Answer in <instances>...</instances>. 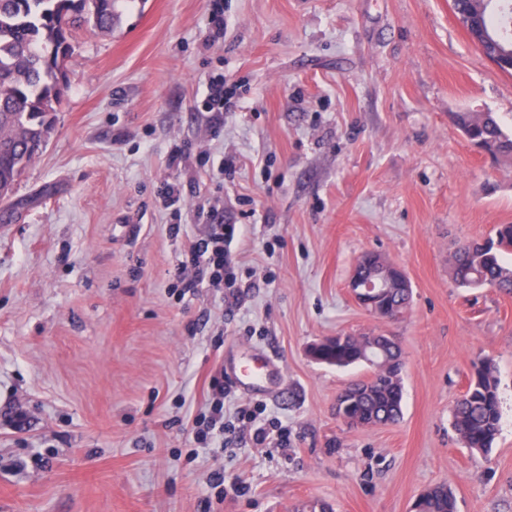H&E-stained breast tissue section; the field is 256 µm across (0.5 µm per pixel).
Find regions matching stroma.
<instances>
[{"mask_svg":"<svg viewBox=\"0 0 512 512\" xmlns=\"http://www.w3.org/2000/svg\"><path fill=\"white\" fill-rule=\"evenodd\" d=\"M118 0L111 33L82 27L46 148L22 172L0 228V512H411L445 484L458 512H512V294L455 287L456 247L512 224V165L472 146L457 112L512 129V75L468 39L451 0ZM236 108L220 134L206 81ZM185 147L180 166L173 146ZM234 158L223 190L200 156ZM181 191L188 233L218 195L248 228L231 303L172 296L182 238L162 191ZM366 251L402 268L413 300L379 320L348 288ZM395 336L404 412L387 427L336 415L346 383L310 345ZM260 354L279 378L227 385L288 444L210 448L191 428L213 375ZM496 368L500 432L464 448L450 412L480 360ZM223 484H216V477Z\"/></svg>","mask_w":512,"mask_h":512,"instance_id":"1","label":"stroma"}]
</instances>
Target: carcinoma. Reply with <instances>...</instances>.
<instances>
[{"label":"carcinoma","mask_w":512,"mask_h":512,"mask_svg":"<svg viewBox=\"0 0 512 512\" xmlns=\"http://www.w3.org/2000/svg\"><path fill=\"white\" fill-rule=\"evenodd\" d=\"M116 0H0V186L11 191L25 167L37 156L52 126L47 116L60 96L55 91L59 69L74 52V32L82 25L109 33L116 17ZM475 16L501 36L500 47L512 52V0H483ZM453 121L474 146L495 159L512 160V135L505 133L492 112H460ZM512 224H500L495 238L470 242L451 258L452 278L461 288H494L512 293ZM412 287L398 288L380 306L396 319L408 309ZM361 337L326 338L317 344L318 362L339 368L361 363ZM372 375L351 382L342 393L346 418L355 424L387 426L403 414L404 361L399 346L388 349ZM501 421L498 382L488 361L474 366L466 391L451 411L453 429L465 447L486 453ZM421 512H456L448 486L437 484L421 494Z\"/></svg>","instance_id":"obj_1"}]
</instances>
